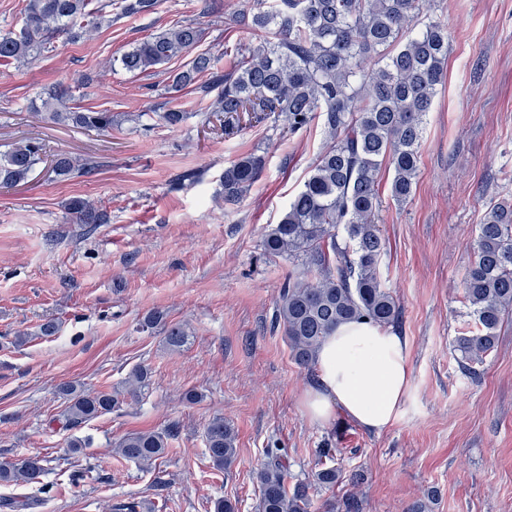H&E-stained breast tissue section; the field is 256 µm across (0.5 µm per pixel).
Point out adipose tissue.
I'll list each match as a JSON object with an SVG mask.
<instances>
[{"mask_svg":"<svg viewBox=\"0 0 512 512\" xmlns=\"http://www.w3.org/2000/svg\"><path fill=\"white\" fill-rule=\"evenodd\" d=\"M411 373L409 338L399 328L345 323L322 342L301 405L311 422L325 424L341 412L379 434L400 418Z\"/></svg>","mask_w":512,"mask_h":512,"instance_id":"1","label":"adipose tissue"}]
</instances>
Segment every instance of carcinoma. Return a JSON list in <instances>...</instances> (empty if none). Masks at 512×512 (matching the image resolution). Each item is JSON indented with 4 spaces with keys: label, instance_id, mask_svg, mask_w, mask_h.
<instances>
[{
    "label": "carcinoma",
    "instance_id": "obj_1",
    "mask_svg": "<svg viewBox=\"0 0 512 512\" xmlns=\"http://www.w3.org/2000/svg\"><path fill=\"white\" fill-rule=\"evenodd\" d=\"M423 0H245L237 14L251 44L227 70L208 52L198 53L170 72L171 89L194 88L202 97L216 93L208 111L224 115V135L239 130V114L249 125L274 119L279 134L294 136L322 121L326 142L310 175L288 202L279 223L267 230L262 247L270 257L292 264L276 299L272 328L282 331L291 357L302 368L315 364L324 338L337 326L366 320L385 326L399 317V305L381 280L385 240L378 225L379 174L393 172L390 196L407 202L418 172L426 117L441 85L448 59V29L429 19L412 33ZM158 0H29L19 31L0 33V61L24 66L54 51L60 38L89 37L120 16L149 14ZM197 23L178 22L136 43L119 59L129 73H145L189 54L203 38ZM67 92L52 88L40 95L52 121L88 131L110 132L117 117L107 111L71 109ZM46 159L43 144L30 139L0 151V187L25 181ZM60 178L90 174L96 162L68 154L50 159ZM266 156L250 153L224 169V204L237 205L261 176ZM70 223L86 236L110 222L106 211L87 198L70 199ZM465 298L476 330L454 339L462 367L480 363L496 346L505 317L512 314V202L489 200L473 243V260L463 277ZM189 340L185 327H166L164 342L178 351ZM146 368L125 381L134 398L148 386ZM66 402L57 421L73 427L112 411L117 394L87 393L73 384L59 387ZM177 436L172 425L161 431L132 432L116 443L115 453L145 468L163 458ZM214 468L236 457V432L221 415L205 429ZM324 459L310 481L288 483V456L266 451L257 473L261 512H309L310 489L332 488L340 478L337 449L318 451ZM46 468L35 456L0 465V485L35 484Z\"/></svg>",
    "mask_w": 512,
    "mask_h": 512
}]
</instances>
